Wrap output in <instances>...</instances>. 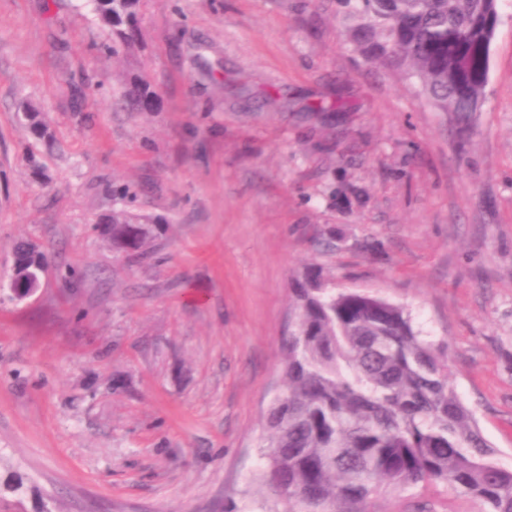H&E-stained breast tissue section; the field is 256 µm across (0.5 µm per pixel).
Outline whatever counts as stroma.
<instances>
[{
	"label": "stroma",
	"instance_id": "stroma-1",
	"mask_svg": "<svg viewBox=\"0 0 512 512\" xmlns=\"http://www.w3.org/2000/svg\"><path fill=\"white\" fill-rule=\"evenodd\" d=\"M498 12L461 126L360 52L338 0H142L116 56L91 0H0V281L18 242L49 256L34 296L0 292V512H282L261 441L310 266L446 345L512 469V0ZM140 74L153 110H115ZM125 186L166 220L141 264L95 229ZM370 508L477 512L443 484ZM18 112H21V119L29 129L30 133L39 140L49 143V135L47 125L40 117V111L33 105L22 102L18 107Z\"/></svg>",
	"mask_w": 512,
	"mask_h": 512
}]
</instances>
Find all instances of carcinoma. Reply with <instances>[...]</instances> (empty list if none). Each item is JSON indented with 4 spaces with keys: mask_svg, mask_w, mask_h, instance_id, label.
Returning a JSON list of instances; mask_svg holds the SVG:
<instances>
[{
    "mask_svg": "<svg viewBox=\"0 0 512 512\" xmlns=\"http://www.w3.org/2000/svg\"><path fill=\"white\" fill-rule=\"evenodd\" d=\"M117 53L137 46L141 0H93ZM498 0H342L359 20L365 54L408 70L442 112L467 121L480 111L491 35L486 16ZM155 96L140 76L115 106L151 111ZM21 119L49 141L39 110L23 102ZM107 241L130 263L153 253L161 219L132 207L107 215ZM23 266L40 277L45 253ZM294 328L285 341L283 391L269 405L263 482L288 500V512H369L368 502L398 486L442 483L482 505L512 512V469L492 450L449 382L445 348L425 340L410 315L385 299L330 287L311 268L293 288Z\"/></svg>",
    "mask_w": 512,
    "mask_h": 512,
    "instance_id": "carcinoma-1",
    "label": "carcinoma"
}]
</instances>
